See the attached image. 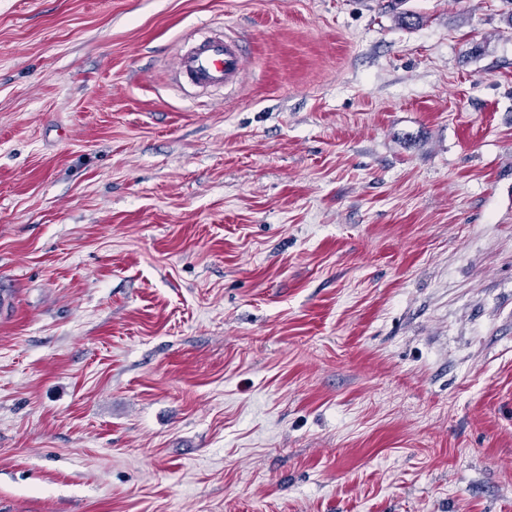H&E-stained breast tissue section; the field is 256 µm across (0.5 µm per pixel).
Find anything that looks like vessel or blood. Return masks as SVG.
Instances as JSON below:
<instances>
[{"label": "vessel or blood", "mask_w": 512, "mask_h": 512, "mask_svg": "<svg viewBox=\"0 0 512 512\" xmlns=\"http://www.w3.org/2000/svg\"><path fill=\"white\" fill-rule=\"evenodd\" d=\"M175 69L185 83L197 89L241 86L245 76L243 44L224 34L193 39L187 49L176 54Z\"/></svg>", "instance_id": "vessel-or-blood-1"}]
</instances>
